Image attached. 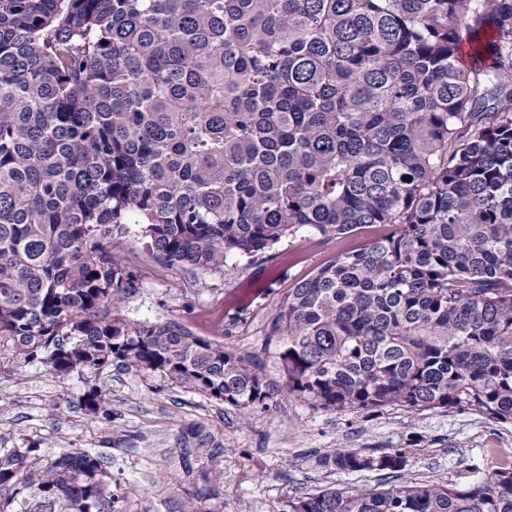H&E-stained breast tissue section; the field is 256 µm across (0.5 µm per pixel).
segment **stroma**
I'll return each mask as SVG.
<instances>
[{
    "instance_id": "stroma-1",
    "label": "stroma",
    "mask_w": 512,
    "mask_h": 512,
    "mask_svg": "<svg viewBox=\"0 0 512 512\" xmlns=\"http://www.w3.org/2000/svg\"><path fill=\"white\" fill-rule=\"evenodd\" d=\"M372 225L341 238L305 231L283 237L261 255L229 258L223 271L193 273L153 260L145 241L124 237L123 254L139 279L126 296V317L173 322L194 335L214 337L231 305L248 310L225 337L226 349L260 355L278 393L267 409L242 415L199 394L130 373L111 371L112 419L93 422L79 398L86 378L52 376L42 365L0 366V446L39 443L55 457L69 448L96 454L112 474L114 491L127 495V512H288L292 498L328 486H374L382 472L347 474L322 466L339 448L380 452L407 449L406 479L468 485L497 470L496 450L512 448V424H495L470 410L380 413L316 410L280 391V372L262 352L267 327L288 288L311 277L342 251L386 234ZM191 448L202 485L182 475V450Z\"/></svg>"
}]
</instances>
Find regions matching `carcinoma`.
Segmentation results:
<instances>
[{
  "label": "carcinoma",
  "mask_w": 512,
  "mask_h": 512,
  "mask_svg": "<svg viewBox=\"0 0 512 512\" xmlns=\"http://www.w3.org/2000/svg\"><path fill=\"white\" fill-rule=\"evenodd\" d=\"M161 265L224 269L300 230L392 227L288 289L265 351L328 411L466 407L512 423V0H0V361L122 368L244 413L249 354L119 304L129 225ZM339 448L345 473L406 466ZM289 512H512L484 481L326 489ZM0 512H126L104 461L0 448Z\"/></svg>",
  "instance_id": "cac0c4a2"
}]
</instances>
